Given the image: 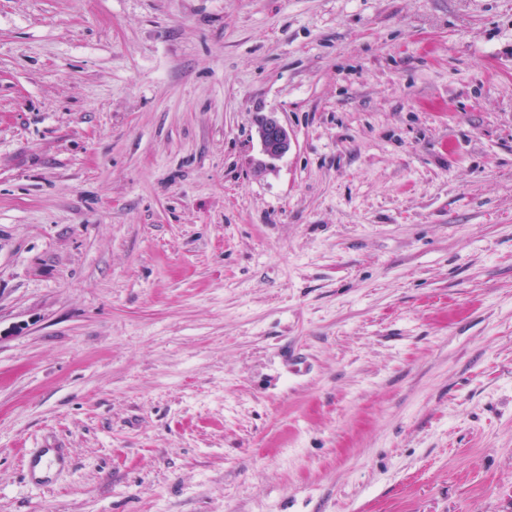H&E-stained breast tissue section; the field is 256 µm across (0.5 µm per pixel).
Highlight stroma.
Instances as JSON below:
<instances>
[{
    "label": "stroma",
    "mask_w": 512,
    "mask_h": 512,
    "mask_svg": "<svg viewBox=\"0 0 512 512\" xmlns=\"http://www.w3.org/2000/svg\"><path fill=\"white\" fill-rule=\"evenodd\" d=\"M0 512H512V0H0ZM257 134L264 152L272 157H280L290 148L288 129L275 117L267 116L259 121Z\"/></svg>",
    "instance_id": "1"
}]
</instances>
